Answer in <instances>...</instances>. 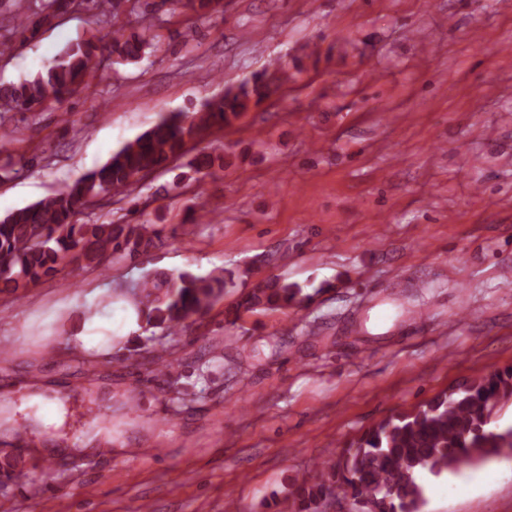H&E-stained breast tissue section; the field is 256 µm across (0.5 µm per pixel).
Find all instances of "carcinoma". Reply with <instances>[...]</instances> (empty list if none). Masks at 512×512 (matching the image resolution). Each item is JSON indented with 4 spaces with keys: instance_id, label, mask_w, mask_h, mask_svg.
I'll return each mask as SVG.
<instances>
[{
    "instance_id": "carcinoma-1",
    "label": "carcinoma",
    "mask_w": 512,
    "mask_h": 512,
    "mask_svg": "<svg viewBox=\"0 0 512 512\" xmlns=\"http://www.w3.org/2000/svg\"><path fill=\"white\" fill-rule=\"evenodd\" d=\"M146 47L139 35L77 42L34 78L1 85L3 111L31 110L52 101L60 104L81 84L102 77L97 51L138 60ZM271 91L263 72L239 91L214 98L196 112H171L101 168L0 219V292L16 295L56 273L61 265L92 268L110 257L132 261L147 251L157 236L155 225L79 224L77 216L106 195L126 193L147 173L184 155L188 144L206 131L231 124L251 99ZM216 163L222 167L224 159L198 155L190 167L205 175ZM233 279L232 272L206 277L150 275L139 289L145 300V321L176 332L188 320L205 315ZM307 299L309 295L298 284L266 278L241 299L235 319L257 309L298 307ZM509 399L512 367L481 375L463 389L445 390L411 414L382 420L338 460L323 463L313 481L297 490V512H319L332 491L352 499L360 512H421L423 473H454L463 465L512 453V426L498 430L492 425L496 407Z\"/></svg>"
}]
</instances>
